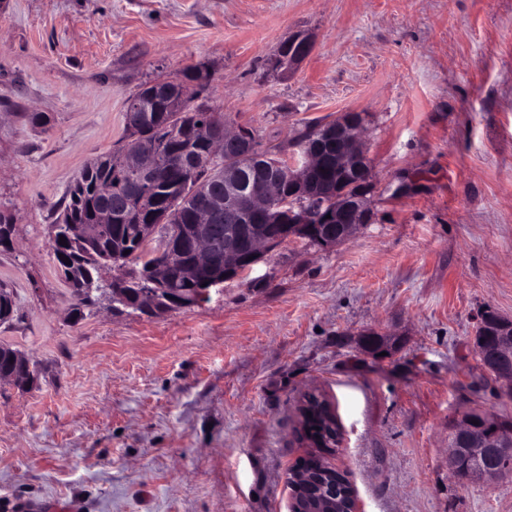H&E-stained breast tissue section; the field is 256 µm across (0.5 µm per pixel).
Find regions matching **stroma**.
<instances>
[{
    "instance_id": "stroma-1",
    "label": "stroma",
    "mask_w": 512,
    "mask_h": 512,
    "mask_svg": "<svg viewBox=\"0 0 512 512\" xmlns=\"http://www.w3.org/2000/svg\"><path fill=\"white\" fill-rule=\"evenodd\" d=\"M296 32L312 52L271 76ZM194 66L202 101L266 146L366 113L371 220L332 249L286 241L266 286L73 320L48 226L141 84ZM0 205V345L40 369L0 382V512H289L311 390L362 512H512V478L462 487L444 464L464 401L512 417L474 350L484 308L512 319V0H0ZM370 330L398 350L360 351ZM307 412H311V417H305L301 420V431L308 427L313 436H320V440L327 444L336 443L338 445L341 431L336 414L331 403L321 394H311L307 398ZM319 427V430H316ZM336 445H328L334 448Z\"/></svg>"
}]
</instances>
